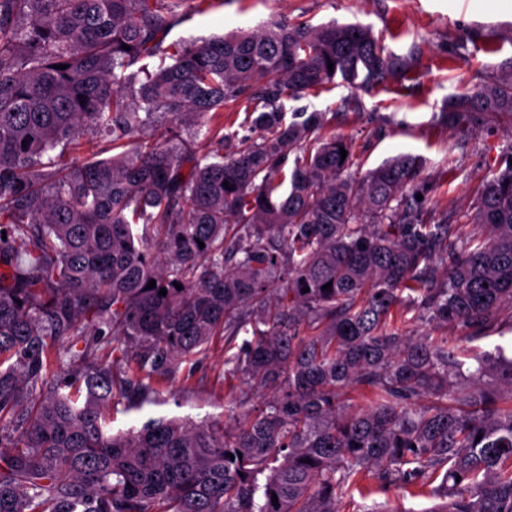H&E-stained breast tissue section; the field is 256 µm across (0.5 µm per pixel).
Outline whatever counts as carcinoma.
<instances>
[{
	"label": "carcinoma",
	"instance_id": "1",
	"mask_svg": "<svg viewBox=\"0 0 512 512\" xmlns=\"http://www.w3.org/2000/svg\"><path fill=\"white\" fill-rule=\"evenodd\" d=\"M208 3L0 0V512H348L392 488L512 512V344L472 345L512 324V142L475 230L426 224L415 156L356 178L324 113L281 108L407 62L361 23L166 43ZM241 100L255 117L226 153ZM443 115L512 130V66ZM86 133L110 156L80 158ZM400 306L464 335L410 332ZM249 329L224 380L265 392L259 413L234 396L225 426L112 430Z\"/></svg>",
	"mask_w": 512,
	"mask_h": 512
}]
</instances>
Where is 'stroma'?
<instances>
[{
    "instance_id": "35a3bbf8",
    "label": "stroma",
    "mask_w": 512,
    "mask_h": 512,
    "mask_svg": "<svg viewBox=\"0 0 512 512\" xmlns=\"http://www.w3.org/2000/svg\"><path fill=\"white\" fill-rule=\"evenodd\" d=\"M284 18L314 26L359 22L371 27L387 51L411 58V66L395 81L370 91L340 81L283 100V112L289 119L302 111L327 113L323 133L350 143V172L357 177L397 155L416 156L424 221L437 224L450 216L462 223L482 179L496 168L512 136L493 124L476 131L448 129L441 110L449 97L485 84L494 67L512 63V0L494 12L481 10L476 0H216L210 10L186 18L169 38H209ZM223 372L224 340L219 337L194 370L180 368L167 381L165 401L117 411L113 429L159 417L225 423L229 390ZM355 503L368 512L373 507L428 512L438 500L392 489Z\"/></svg>"
}]
</instances>
